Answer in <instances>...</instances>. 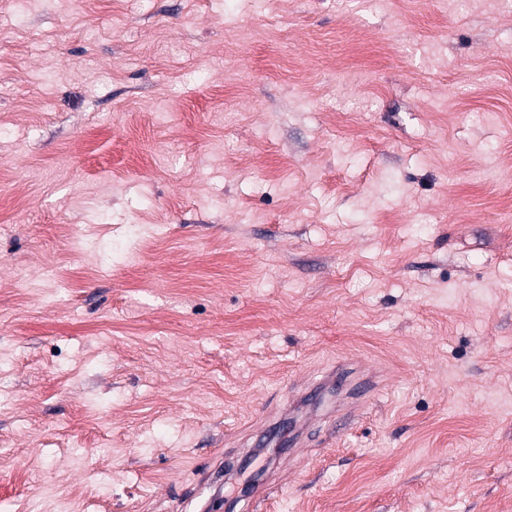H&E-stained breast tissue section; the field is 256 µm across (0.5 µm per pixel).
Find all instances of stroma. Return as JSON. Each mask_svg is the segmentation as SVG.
<instances>
[{"label": "stroma", "instance_id": "obj_1", "mask_svg": "<svg viewBox=\"0 0 512 512\" xmlns=\"http://www.w3.org/2000/svg\"><path fill=\"white\" fill-rule=\"evenodd\" d=\"M218 496L512 512V0H0V512Z\"/></svg>", "mask_w": 512, "mask_h": 512}]
</instances>
